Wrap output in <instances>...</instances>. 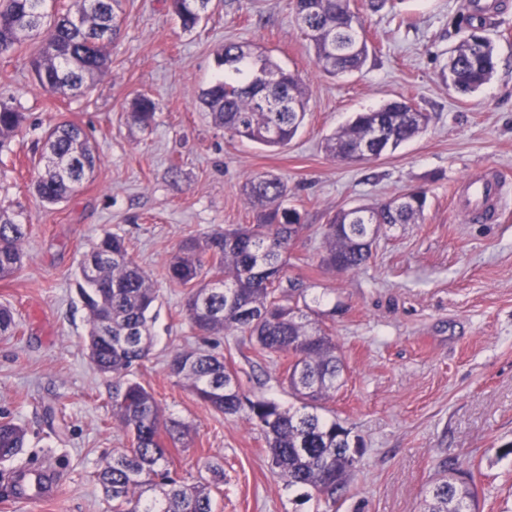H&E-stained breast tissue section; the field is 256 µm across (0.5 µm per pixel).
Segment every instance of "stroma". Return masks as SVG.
Masks as SVG:
<instances>
[{
    "mask_svg": "<svg viewBox=\"0 0 512 512\" xmlns=\"http://www.w3.org/2000/svg\"><path fill=\"white\" fill-rule=\"evenodd\" d=\"M493 2L483 24L471 0H389L376 12L354 0L370 54L342 77L317 68L289 0H213L191 31L168 0H123L112 66L75 98L36 82L27 62L34 41L0 54V99L26 115L0 148V204L29 227L21 269L0 281V304L14 308L18 324L0 335V414L28 431L18 463L54 457L60 489L41 506L15 504L0 489V512H109L95 474L130 441L112 421V380L88 357L77 292L80 263L106 231L129 243L158 293L152 349L129 377L189 426L190 447L173 454L186 483L205 463L223 468L217 512H420L445 463L474 474L479 512H512V454L501 453L512 443V0ZM479 27L495 42L496 72L463 95L444 68L450 49ZM229 41L257 45L301 75L308 112L288 146L232 136L205 111L201 94ZM139 94L157 105L146 128L128 118ZM401 98L429 113L421 136L353 164L326 154L324 137L354 113ZM62 121L84 129L99 163L80 192L50 205L32 183L44 169V132ZM495 171L507 184L503 209L470 223L453 208L452 189ZM263 173L288 183L286 204L305 229L287 274L303 279L344 362L326 410L363 442L332 507L296 504L269 466L260 429L201 402L167 369L174 352L204 341L166 263L187 237L251 223L241 186ZM415 189L427 194L422 217L385 229L367 266H321L329 216ZM219 349L245 393L290 405L285 358L258 355L238 336L221 337Z\"/></svg>",
    "mask_w": 512,
    "mask_h": 512,
    "instance_id": "obj_1",
    "label": "stroma"
}]
</instances>
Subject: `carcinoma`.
<instances>
[{"mask_svg":"<svg viewBox=\"0 0 512 512\" xmlns=\"http://www.w3.org/2000/svg\"><path fill=\"white\" fill-rule=\"evenodd\" d=\"M59 0H0V54L24 37L38 39L29 65L38 83L50 92L77 96L88 81L106 72L112 59L105 52L120 26L119 0H82L77 12ZM210 0H171L183 29L199 24ZM295 16L306 15L299 28L314 53L316 66L331 75L361 70L369 45L359 13L350 0H293ZM222 67L202 92L201 102L213 122L250 142L284 147L297 135L307 113L305 86L296 72L284 69L248 42H227L218 56ZM497 65L491 41L475 32L461 40L448 60V81L461 93L480 89ZM273 77L256 82L258 69ZM133 123L147 127L155 102L142 95L132 102ZM24 113L0 101V147L22 131ZM430 115L405 100L389 101L363 112L325 139L334 159L356 163L394 152L424 133ZM45 169L33 183L41 201L55 204L75 195L94 172L98 157L83 131L74 124L49 128L44 138ZM253 222L213 231L183 241L167 263L170 281L187 289L184 309L203 337L238 335L263 356H285L288 393L301 406L288 408L264 397H251L214 349L177 351L170 373L200 400L226 416H243L264 434L272 471L288 491L306 503L334 498L344 490L360 459L361 439L336 418L323 414L343 371L333 337L314 318L302 282L284 273L286 256L305 225L295 208L284 206L288 185L279 177L259 175L243 187ZM426 192L402 195L400 205H360L335 212L324 225L321 265L334 272L365 267L372 246L391 224H414L426 205ZM28 225L18 224L0 204V280L13 277L23 259ZM94 268L80 264L79 295L88 315L86 346L97 370L112 377V420L131 437L126 452L97 472L111 512H215L212 489L224 471L208 464L210 478L187 484L173 475L170 451L163 439L185 448L190 435L181 421L163 415L154 395L126 378L153 345V308L157 290L128 251L123 238L106 233L90 250ZM17 328L12 308L0 306V335ZM27 430L0 419V462L15 458ZM448 475L430 487L424 512H477L473 476Z\"/></svg>","mask_w":512,"mask_h":512,"instance_id":"carcinoma-1","label":"carcinoma"}]
</instances>
